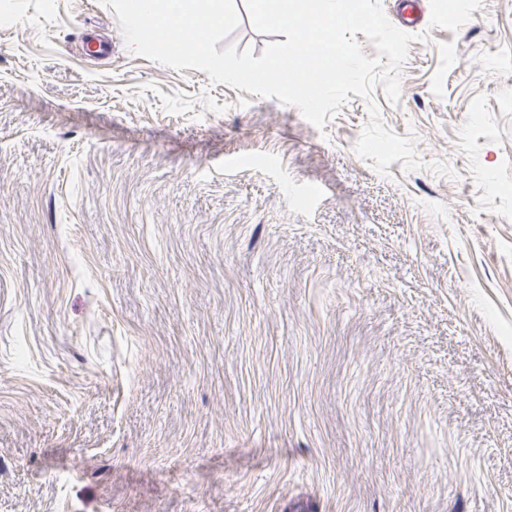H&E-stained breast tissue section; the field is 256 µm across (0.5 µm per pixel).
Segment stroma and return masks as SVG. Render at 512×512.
<instances>
[{
	"label": "stroma",
	"mask_w": 512,
	"mask_h": 512,
	"mask_svg": "<svg viewBox=\"0 0 512 512\" xmlns=\"http://www.w3.org/2000/svg\"><path fill=\"white\" fill-rule=\"evenodd\" d=\"M463 2L416 0L383 175L357 95L0 0V512H512V0Z\"/></svg>",
	"instance_id": "obj_1"
}]
</instances>
